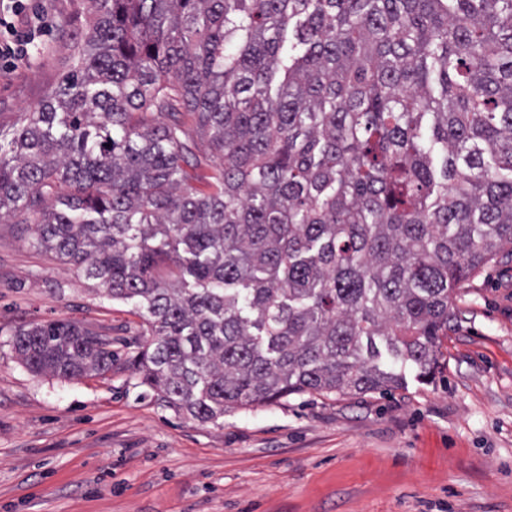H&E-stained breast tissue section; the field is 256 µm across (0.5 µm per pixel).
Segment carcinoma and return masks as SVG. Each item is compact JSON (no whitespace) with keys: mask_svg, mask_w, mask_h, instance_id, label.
<instances>
[{"mask_svg":"<svg viewBox=\"0 0 512 512\" xmlns=\"http://www.w3.org/2000/svg\"><path fill=\"white\" fill-rule=\"evenodd\" d=\"M86 24L0 125V219L136 304L143 383L206 423L396 388L383 357L428 379L459 285L512 247V0H86ZM12 348L65 380L118 361L64 320Z\"/></svg>","mask_w":512,"mask_h":512,"instance_id":"obj_1","label":"carcinoma"}]
</instances>
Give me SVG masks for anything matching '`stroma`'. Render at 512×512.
<instances>
[{
    "label": "stroma",
    "mask_w": 512,
    "mask_h": 512,
    "mask_svg": "<svg viewBox=\"0 0 512 512\" xmlns=\"http://www.w3.org/2000/svg\"><path fill=\"white\" fill-rule=\"evenodd\" d=\"M42 49L0 76V124L69 70L84 0H40ZM0 220V512H512V256L459 288L430 383L307 392L201 423L124 366L145 330L74 267ZM69 320L107 336L101 377L36 375L20 326Z\"/></svg>",
    "instance_id": "obj_1"
}]
</instances>
